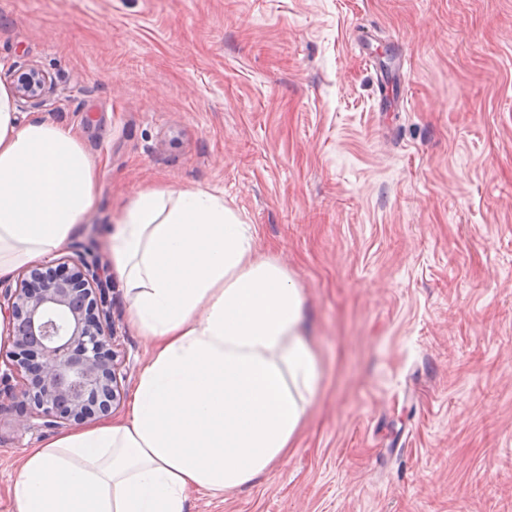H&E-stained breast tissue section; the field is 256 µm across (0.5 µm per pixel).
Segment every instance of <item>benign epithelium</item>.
Wrapping results in <instances>:
<instances>
[{"instance_id":"benign-epithelium-1","label":"benign epithelium","mask_w":512,"mask_h":512,"mask_svg":"<svg viewBox=\"0 0 512 512\" xmlns=\"http://www.w3.org/2000/svg\"><path fill=\"white\" fill-rule=\"evenodd\" d=\"M17 101L35 103L52 89L32 68L12 78ZM0 359L15 380L11 395L32 405L44 425L81 420L118 407L126 374L112 328L109 286L94 248L72 261L67 276L45 279L33 268L0 290Z\"/></svg>"}]
</instances>
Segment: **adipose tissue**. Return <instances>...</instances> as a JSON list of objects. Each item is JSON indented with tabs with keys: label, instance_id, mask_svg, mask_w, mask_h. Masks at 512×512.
<instances>
[{
	"label": "adipose tissue",
	"instance_id": "1",
	"mask_svg": "<svg viewBox=\"0 0 512 512\" xmlns=\"http://www.w3.org/2000/svg\"><path fill=\"white\" fill-rule=\"evenodd\" d=\"M96 184L72 131L19 125L0 85V275L58 251L93 212ZM109 252L150 357L123 422L25 453L10 512H189L192 494L282 461L316 392L302 292L222 198L141 191L114 214Z\"/></svg>",
	"mask_w": 512,
	"mask_h": 512
}]
</instances>
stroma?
<instances>
[{
  "label": "stroma",
  "instance_id": "1",
  "mask_svg": "<svg viewBox=\"0 0 512 512\" xmlns=\"http://www.w3.org/2000/svg\"><path fill=\"white\" fill-rule=\"evenodd\" d=\"M20 122L79 136L109 264L138 191L197 188L300 288L319 383L259 483L189 512H512V0H0ZM127 384L149 356L110 277ZM44 427L0 394V512ZM14 97L18 102L35 103L42 100L52 89L49 75L39 69H29L12 78Z\"/></svg>",
  "mask_w": 512,
  "mask_h": 512
}]
</instances>
